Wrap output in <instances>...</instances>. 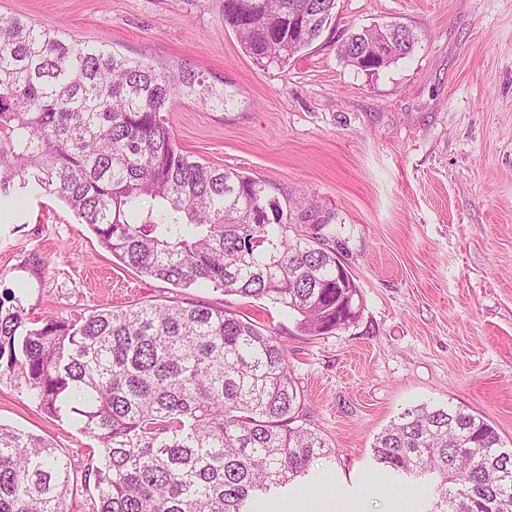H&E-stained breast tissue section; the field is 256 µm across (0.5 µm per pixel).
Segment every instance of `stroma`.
Returning a JSON list of instances; mask_svg holds the SVG:
<instances>
[{
	"mask_svg": "<svg viewBox=\"0 0 512 512\" xmlns=\"http://www.w3.org/2000/svg\"><path fill=\"white\" fill-rule=\"evenodd\" d=\"M0 15L152 64L190 62L227 102L174 99L177 145L263 183L293 223H323L363 309L349 328L306 335L268 301L124 266L42 193L0 203V294L34 319L179 301L276 332L301 423L335 453L262 495L260 512L314 501L322 474L345 512H418L432 487L392 482L372 444L420 404L463 408L512 448V0H336L330 26L283 68L244 52L217 0H0ZM385 24L415 34L410 56L372 76L340 58L353 32ZM0 423L53 441L83 476L92 438L40 411L2 361Z\"/></svg>",
	"mask_w": 512,
	"mask_h": 512,
	"instance_id": "obj_1",
	"label": "stroma"
}]
</instances>
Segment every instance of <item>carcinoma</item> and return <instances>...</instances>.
Instances as JSON below:
<instances>
[{
  "label": "carcinoma",
  "mask_w": 512,
  "mask_h": 512,
  "mask_svg": "<svg viewBox=\"0 0 512 512\" xmlns=\"http://www.w3.org/2000/svg\"><path fill=\"white\" fill-rule=\"evenodd\" d=\"M335 5L220 0V13L257 64L282 67L321 36ZM414 47L409 29L385 26L338 52L374 73ZM192 96L224 105L185 65L0 16V200L42 190L139 273L267 299L309 336L358 320L360 288L336 289L342 261L327 238L298 233L259 181L177 146L161 112ZM3 358L40 409L96 446L79 483L62 449L0 424V512H69L80 488L94 490V512H250L258 495L334 454L296 424L302 395L284 344L230 310L175 302L34 322L11 291L0 298ZM373 457L395 477H438L425 512H512V448L462 408L405 410Z\"/></svg>",
  "instance_id": "obj_1"
}]
</instances>
